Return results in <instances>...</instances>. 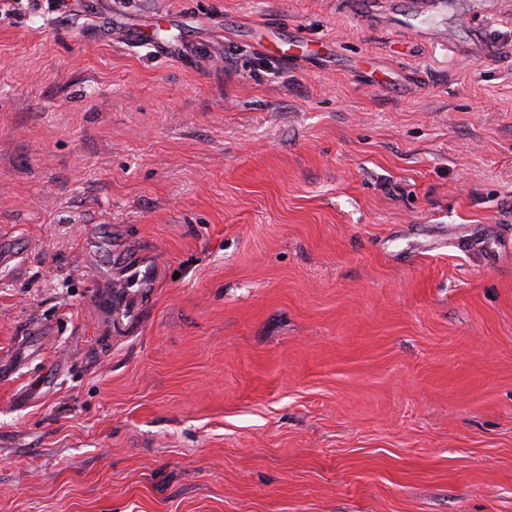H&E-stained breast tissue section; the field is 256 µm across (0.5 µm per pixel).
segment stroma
I'll return each instance as SVG.
<instances>
[{"instance_id":"obj_1","label":"stroma","mask_w":512,"mask_h":512,"mask_svg":"<svg viewBox=\"0 0 512 512\" xmlns=\"http://www.w3.org/2000/svg\"><path fill=\"white\" fill-rule=\"evenodd\" d=\"M469 8L0 0V512H512V0L487 60ZM416 6L406 13H397L395 17V27L401 32L413 30L421 39L438 42L441 37V30L433 18L428 19L427 23L415 25V20L421 16L428 15V7H432L437 17L448 15L450 7L449 0H434V2H414ZM422 4V5H421Z\"/></svg>"}]
</instances>
